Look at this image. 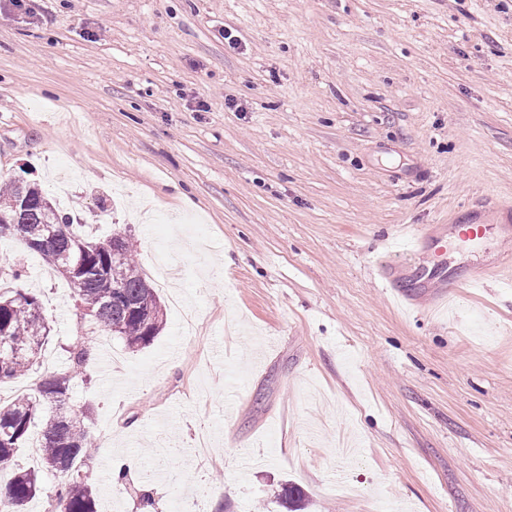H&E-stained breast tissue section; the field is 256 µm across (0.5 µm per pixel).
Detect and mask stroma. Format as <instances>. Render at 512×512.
<instances>
[{
  "mask_svg": "<svg viewBox=\"0 0 512 512\" xmlns=\"http://www.w3.org/2000/svg\"><path fill=\"white\" fill-rule=\"evenodd\" d=\"M30 3L0 0V185L65 174L206 327L161 293L154 342L76 380L96 512H287L288 481L304 512H512V0ZM0 256L52 326L7 397L66 367L81 311Z\"/></svg>",
  "mask_w": 512,
  "mask_h": 512,
  "instance_id": "1",
  "label": "stroma"
}]
</instances>
